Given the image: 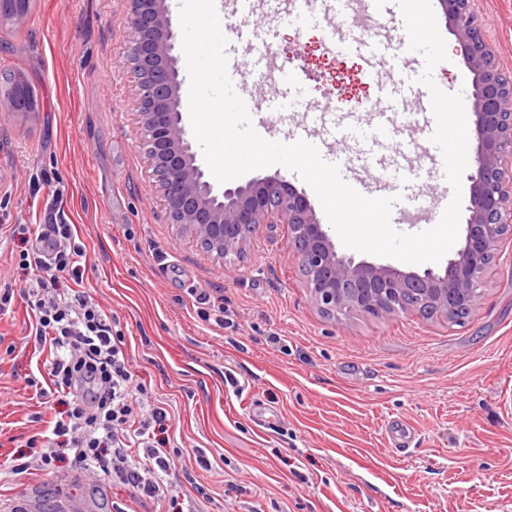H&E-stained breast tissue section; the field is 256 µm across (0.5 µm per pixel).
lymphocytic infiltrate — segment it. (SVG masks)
Listing matches in <instances>:
<instances>
[{
  "label": "lymphocytic infiltrate",
  "instance_id": "1",
  "mask_svg": "<svg viewBox=\"0 0 512 512\" xmlns=\"http://www.w3.org/2000/svg\"><path fill=\"white\" fill-rule=\"evenodd\" d=\"M28 233L25 225L13 231L22 245L18 267L37 275L24 296L34 335L49 350L44 368L50 385L36 395L58 394L63 408L54 412L47 434L28 439L24 457L48 475L62 459L102 471L134 494L165 500L170 512H182L167 481L168 412L138 400L124 335L115 318L79 288L84 244L72 225L44 224L38 233L50 246L44 254L28 248ZM59 273L68 276L69 287H58Z\"/></svg>",
  "mask_w": 512,
  "mask_h": 512
}]
</instances>
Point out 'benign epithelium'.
I'll return each instance as SVG.
<instances>
[{
    "label": "benign epithelium",
    "instance_id": "obj_1",
    "mask_svg": "<svg viewBox=\"0 0 512 512\" xmlns=\"http://www.w3.org/2000/svg\"><path fill=\"white\" fill-rule=\"evenodd\" d=\"M126 2L138 132L166 223L217 259L243 254L259 233L288 225L306 288L321 312L337 320L343 313L389 317L401 305L445 320L461 308H479L489 267L512 239V76L488 47L471 0H438L473 73L477 146L463 239L443 270L421 273L338 253L307 198L277 175L216 189L186 129L167 0Z\"/></svg>",
    "mask_w": 512,
    "mask_h": 512
}]
</instances>
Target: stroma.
Segmentation results:
<instances>
[{
    "label": "stroma",
    "instance_id": "35a3bbf8",
    "mask_svg": "<svg viewBox=\"0 0 512 512\" xmlns=\"http://www.w3.org/2000/svg\"><path fill=\"white\" fill-rule=\"evenodd\" d=\"M0 22V74L30 88L18 109L0 87V290L21 292L19 224L74 225L86 246L82 291L119 321L137 383L171 418L170 481L184 512H512V243L481 306L454 325L408 312L383 319L324 316L304 286L287 226L243 256L216 259L163 223L133 119L126 0H30ZM500 68L512 75V0H474ZM273 49L304 76L321 122L276 108L279 81L257 83L250 47L230 38L249 96L271 101L275 138H324L335 152L364 145L336 134L365 127L377 97L367 62L326 50L324 25L304 19ZM417 103L399 104L378 160L423 174L438 207L453 197L426 152ZM207 293L230 323L197 314ZM49 353L30 334L24 300L0 314V507L58 512H155L103 473L61 463L54 475L13 472L14 455L53 416L33 398ZM413 442L393 453L391 427Z\"/></svg>",
    "mask_w": 512,
    "mask_h": 512
}]
</instances>
